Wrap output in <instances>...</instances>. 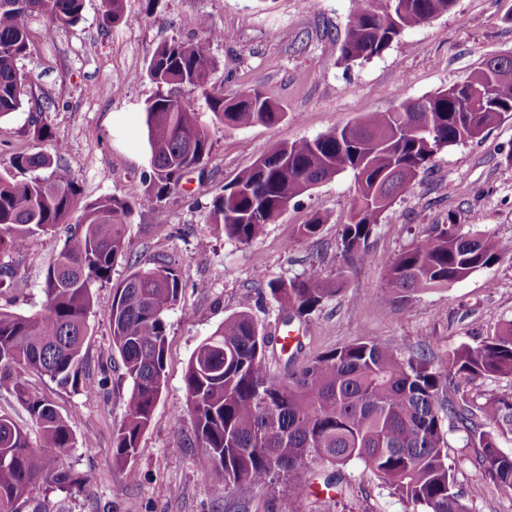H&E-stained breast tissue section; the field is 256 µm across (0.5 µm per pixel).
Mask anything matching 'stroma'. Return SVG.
Here are the masks:
<instances>
[{"label":"stroma","instance_id":"1","mask_svg":"<svg viewBox=\"0 0 512 512\" xmlns=\"http://www.w3.org/2000/svg\"><path fill=\"white\" fill-rule=\"evenodd\" d=\"M351 12L352 0H124L125 20L112 27L103 21L101 0H85L80 20L59 27L51 40L43 36L45 18H29L30 52L18 66L31 83L22 108L0 119V171L11 153L39 146L32 126V108L39 104L53 132L39 147L56 152L71 169L81 201L114 194L133 206L126 251L116 258L110 282L92 287L85 372L93 379L108 375L107 388L88 393L28 377L31 389L70 421V466L95 478L79 490L37 485L29 512H280L292 483L304 488L292 500L293 512H406V504L356 460L341 469L344 495L338 502L323 491L329 466L315 462L291 479L264 487L240 483L215 497L218 477L189 446L191 428L179 433L172 427L175 417L188 414L184 373L191 354L248 295L253 317L271 335L298 332V363L368 337L438 361L460 345H478L512 320V255L406 302L388 288L384 266L437 224L512 240V116L433 158L414 189L381 216L368 241L371 262L346 267L338 249L358 192L348 171L291 201L250 243L208 224L213 198L277 145L311 140L364 113L429 97L465 80L483 58L512 53V0H457L448 13L405 29L381 56L347 66L339 48ZM200 16L232 34L210 46L215 90L232 98L261 88L285 117L273 126L227 129L201 98L180 89L209 128L214 149L157 207L144 181V108L169 89L150 79L147 56L162 43L193 40ZM316 215L322 218L319 232L299 237V225ZM69 230L62 224L31 236L22 253H0V265L15 270L13 288L0 293L1 308L27 314L42 308L47 269ZM160 257L175 260L184 283L167 317L166 385L136 456L118 468L112 464L113 435L127 410L130 383L120 357L107 353L108 312L133 267ZM312 266L331 278L344 271V287L319 310L283 327L276 301L252 295L251 287L262 277L288 280ZM445 436L456 488L472 512H512V489L475 469L477 450L466 446L464 432L450 428Z\"/></svg>","mask_w":512,"mask_h":512}]
</instances>
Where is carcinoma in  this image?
Returning a JSON list of instances; mask_svg holds the SVG:
<instances>
[{
	"label": "carcinoma",
	"mask_w": 512,
	"mask_h": 512,
	"mask_svg": "<svg viewBox=\"0 0 512 512\" xmlns=\"http://www.w3.org/2000/svg\"><path fill=\"white\" fill-rule=\"evenodd\" d=\"M0 6V118L23 105L29 79L18 68L28 54L27 18L43 15L51 24L76 22L83 0H12ZM455 0H358L340 59L350 65L381 55L408 27L448 12ZM107 24L124 20V0H102ZM200 38L157 46L148 75L157 84L198 92L215 120L228 128L275 125L285 112L258 87L228 99L210 82L208 46L230 34L208 18L195 19ZM34 139L52 137L44 110L36 107ZM150 153L147 190L160 203L183 177L213 150L209 129L190 104L171 94L146 103ZM512 112V54L481 61L464 81L431 97L404 102L391 112H367L340 128H329L300 144H281L240 172L214 198L208 223L246 244L288 203L344 171L354 174L358 197L344 225L340 253L347 266L370 259L367 242L380 216L410 192L421 171L442 149L478 138ZM9 164L19 171L52 169L46 179L14 180L0 175V252H20L29 236L64 223L79 196L69 168L43 151L16 152ZM132 205L116 195L86 203L80 221L45 277L46 302L25 315L0 308V390L12 394L40 435L0 413V512H23L37 483L60 490L81 488L87 475L66 465L74 435L68 420L34 393L26 375L37 373L64 387L91 391L104 386L82 375L92 286L110 280L115 259L126 249V219ZM512 255V240L462 233L436 226L386 265L389 288L406 301L411 294L442 288ZM336 279L312 267L287 280L263 279L287 318L305 317L342 290ZM184 284L174 265L159 259L136 267L116 288L109 311L110 351L118 352L131 382L128 410L113 438L112 463L126 465L136 455L165 386L167 315ZM285 351L251 314L250 300L225 317L192 353L184 375L186 406L192 417L189 444L204 468L222 474L213 486L220 498L232 484L260 487L313 462L332 468L327 487L340 484V467L358 460L413 512H470L455 491L444 425L462 428L466 445L479 449L483 476L512 488V454L494 434L512 425V394L481 403L459 394L456 378H492L512 387V320L481 344H462L434 364L426 353L404 358L396 349L367 338L287 365L286 373L266 371L267 352Z\"/></svg>",
	"instance_id": "carcinoma-1"
}]
</instances>
